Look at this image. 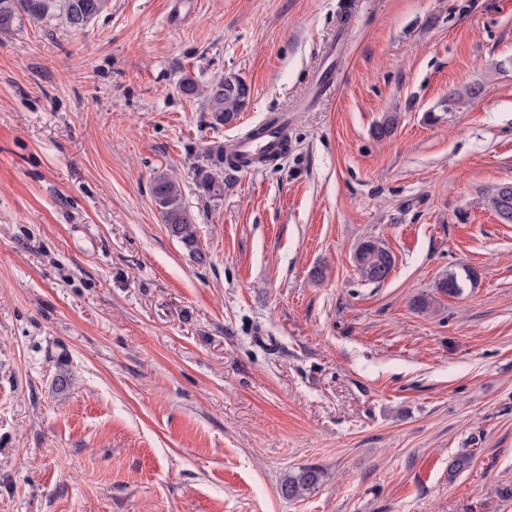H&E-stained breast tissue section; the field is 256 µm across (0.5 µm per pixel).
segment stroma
I'll return each mask as SVG.
<instances>
[{
    "label": "stroma",
    "mask_w": 512,
    "mask_h": 512,
    "mask_svg": "<svg viewBox=\"0 0 512 512\" xmlns=\"http://www.w3.org/2000/svg\"><path fill=\"white\" fill-rule=\"evenodd\" d=\"M228 72L251 97L224 125L207 97ZM284 112L287 153L199 188L212 144ZM162 172L204 261L162 221ZM510 181L512 0L19 17L0 32V512H512V224L485 205ZM366 239L394 257L383 283L355 266ZM309 465L318 488L284 498ZM476 275L471 270H466L464 275L456 272H448L443 275L435 284L437 292L445 296H459L462 294L464 288H466L467 282L471 283L474 281ZM324 473L316 466H305L296 473L288 474L280 485V493L287 499H301L315 490Z\"/></svg>",
    "instance_id": "stroma-1"
}]
</instances>
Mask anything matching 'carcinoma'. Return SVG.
Masks as SVG:
<instances>
[{"mask_svg": "<svg viewBox=\"0 0 512 512\" xmlns=\"http://www.w3.org/2000/svg\"><path fill=\"white\" fill-rule=\"evenodd\" d=\"M108 0H0V32L10 30L19 16L28 14L43 18L57 10L62 13L69 28L80 31L87 28L107 7ZM251 89L243 78L226 73L215 82L208 94V106L212 117L219 123L235 122L249 103ZM208 158L211 165L197 171L198 186L210 196L224 192V169L242 165L239 155L231 146L218 143L210 147ZM152 198L159 209L163 223L171 236L177 238L191 253L201 255L195 230V222L182 202V190L172 176L159 173L154 176L151 186ZM487 207L500 216L507 212L512 223V188L505 191L498 185L485 198ZM356 266L364 280L381 282L379 269H392L393 256L384 244L368 239L359 244L355 253ZM475 279V273L467 270L464 274L449 272L435 283L437 292L445 296L462 294L466 285ZM474 456L471 452L455 455L448 462V480L469 469ZM323 478V472L316 466H305L289 474L280 485V493L287 499H302L315 490Z\"/></svg>", "mask_w": 512, "mask_h": 512, "instance_id": "carcinoma-1", "label": "carcinoma"}]
</instances>
